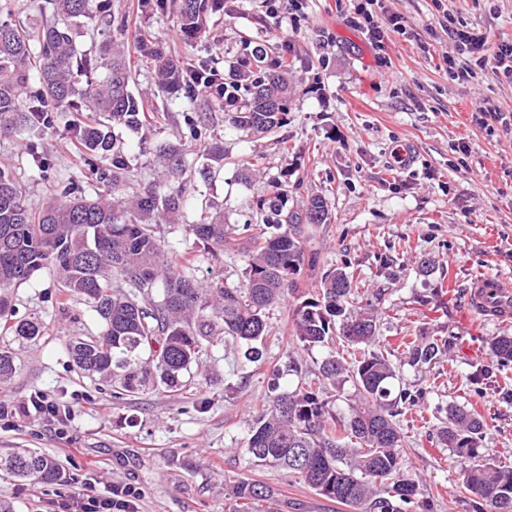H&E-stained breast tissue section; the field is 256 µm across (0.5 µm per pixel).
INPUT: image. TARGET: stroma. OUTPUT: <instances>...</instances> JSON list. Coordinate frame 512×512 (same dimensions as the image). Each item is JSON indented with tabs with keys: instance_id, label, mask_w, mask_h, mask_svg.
I'll return each mask as SVG.
<instances>
[{
	"instance_id": "obj_1",
	"label": "stroma",
	"mask_w": 512,
	"mask_h": 512,
	"mask_svg": "<svg viewBox=\"0 0 512 512\" xmlns=\"http://www.w3.org/2000/svg\"><path fill=\"white\" fill-rule=\"evenodd\" d=\"M302 3L299 12L284 6L273 14L268 0H225L224 13L211 16L205 37L190 45L176 11L149 17L138 0H111L112 18H126L125 31L112 19L85 23L78 44L93 58L110 39L134 51L133 35L142 26L167 53L186 62L216 59L223 72L239 55L241 38L286 47L295 91L287 126L246 135L207 98L192 106L209 137L223 140V166L200 175L201 158L179 140L183 114L192 108L180 99H169L161 122L139 131L116 127L117 143L146 180L161 171L159 149L180 147L188 212L205 208L223 212L227 223H244L249 203L270 196L275 181L285 178L302 185L289 192V207L321 195L332 217L312 228L319 264L304 269L296 294L269 312L261 360H246L241 344L218 337L204 345L192 382L178 392L150 389L117 398L111 384L79 376L66 347L86 331H100L96 313L79 301L61 306L48 272L13 288L19 315L39 319L42 333L23 344L0 335V348L14 352L18 364L11 381L0 384V402L18 404L41 393L69 414L64 423L39 414L0 419V448L39 449L69 477L62 485L33 486L1 476L0 500L11 502L14 512H53L89 483L101 493L135 487L134 512H228L226 495L240 480L268 487L262 512H337L336 503L286 473L252 465L245 452L267 404L270 370L292 355L312 370L327 354L301 350L290 328L302 297L333 265L362 281L353 302L375 309L381 350L417 395L397 423L404 466L418 479L427 512H472L462 469L436 435L448 405L476 410L486 425L485 447L512 467V364L494 377L478 376L489 363L491 339L512 335V323L484 320L467 309L463 294L480 274L512 279V132L487 133L471 117L480 99L512 113V83L487 70L452 80L454 49L439 27L450 14L496 47L512 40V0H384L388 12L405 17L407 32L389 33L377 50L349 24V0ZM36 143L46 168L33 162L24 136L0 140V163L11 164L32 201L64 183L88 195L97 191L66 123ZM402 149L414 154L403 168L395 161ZM404 336H449L454 347L436 364L417 368L399 346Z\"/></svg>"
}]
</instances>
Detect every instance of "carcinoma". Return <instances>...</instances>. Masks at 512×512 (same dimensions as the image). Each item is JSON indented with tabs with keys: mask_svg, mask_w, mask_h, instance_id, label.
Wrapping results in <instances>:
<instances>
[{
	"mask_svg": "<svg viewBox=\"0 0 512 512\" xmlns=\"http://www.w3.org/2000/svg\"><path fill=\"white\" fill-rule=\"evenodd\" d=\"M170 4L190 41L205 28L206 16L224 11V0H141L140 7L156 14ZM52 8L56 21L36 30L0 20V139L24 129L39 134L67 112L109 114L113 124L131 129L156 120L131 93L130 61L113 41L101 57L103 80L78 86V73L91 63L78 55V28L81 20L109 12L110 0H52ZM137 39L154 63L161 88L193 104L204 77L212 84L211 101L236 130L249 135L288 125L294 90L286 52L244 42L235 83L229 85L214 60L188 71L169 59L150 33L141 31ZM34 81L39 87L23 98L21 92ZM183 123L182 134L205 160L224 161V142L203 136L198 113H184ZM72 133L106 191L88 196L65 185L58 195L34 202L10 167L0 164L4 333L17 340L40 336L38 321L16 317L10 289L49 269L63 302L90 305L103 326L100 333L68 344L73 364L84 377L112 383L119 396L186 386L203 342L221 334L246 345L248 360H260L267 311L296 291L304 266L320 261L309 247V225L330 220L326 199L313 196L302 208L290 209L288 182L279 180L272 196L251 206L250 223L226 224L221 215H199L191 222L195 247L216 260L227 254L245 262L236 286L200 281L189 253L166 251L157 236L159 225L175 223L186 208L183 186L169 184L183 172L180 154L168 150L164 179L144 183L133 174L128 155L116 148L109 126L92 119L72 125ZM355 287L349 271L330 269L294 309L292 332L303 349L339 340L346 352L330 351L302 389H280L279 372L272 373L269 408L253 426L247 452L255 466L279 468L350 512H421L418 481L403 469L404 436L396 421L413 398L400 386L396 366L374 350L377 314L350 305ZM402 345L408 364L423 366L448 351V338L417 336ZM490 359L480 371L483 377L492 376L493 366L512 362V336L492 340ZM16 370L15 354L0 349V382ZM347 383L354 392L341 414L322 393L329 387L339 392ZM484 429L476 411L451 405L437 439L462 465L464 488L478 504L490 512H512V467L488 454ZM0 473L34 485L65 478L33 448H0ZM267 497L266 486L239 481L232 486L230 512H242L240 500L256 512Z\"/></svg>",
	"mask_w": 512,
	"mask_h": 512,
	"instance_id": "cac0c4a2",
	"label": "carcinoma"
}]
</instances>
